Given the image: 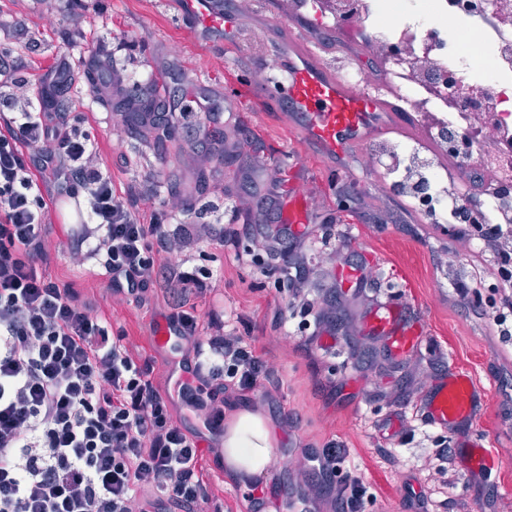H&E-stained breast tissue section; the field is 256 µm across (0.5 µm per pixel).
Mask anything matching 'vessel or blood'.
Returning a JSON list of instances; mask_svg holds the SVG:
<instances>
[{"instance_id": "obj_1", "label": "vessel or blood", "mask_w": 512, "mask_h": 512, "mask_svg": "<svg viewBox=\"0 0 512 512\" xmlns=\"http://www.w3.org/2000/svg\"><path fill=\"white\" fill-rule=\"evenodd\" d=\"M181 21L197 45H219L236 55L252 53L255 64L266 71L258 89L285 105L300 140L327 163L340 164L347 151L367 146L373 135L413 132L411 123L398 118V97L386 80L373 86L349 84L331 68L310 25L292 27L287 49L272 47L266 57L253 54L251 41L242 33L241 16L225 9L224 0H186ZM279 221L299 227L311 223L309 197L295 192L282 198ZM366 328L384 337L396 358L417 349L424 334L421 325L406 319L400 305L390 302L372 308ZM485 400V389L474 374L455 367L431 380L420 406L432 424L455 433L459 448L468 449L484 465L497 459V449L469 438L463 428L480 414Z\"/></svg>"}]
</instances>
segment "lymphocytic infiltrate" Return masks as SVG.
<instances>
[{
  "instance_id": "lymphocytic-infiltrate-1",
  "label": "lymphocytic infiltrate",
  "mask_w": 512,
  "mask_h": 512,
  "mask_svg": "<svg viewBox=\"0 0 512 512\" xmlns=\"http://www.w3.org/2000/svg\"><path fill=\"white\" fill-rule=\"evenodd\" d=\"M10 100L14 115L0 126V512H166L169 504L197 512L211 491L198 434L174 423V400L218 436L224 404L205 386L226 377L251 391L271 370L232 324L206 327L184 312L187 298L204 291L176 248L192 235L184 199L165 198L176 235L141 223L100 169L97 143L64 127L25 77L13 78ZM49 173L83 192L70 258L78 265L95 259L113 300L142 299L165 279L177 307L168 317L178 336L172 350L194 366L177 392L161 390L129 344L112 338L73 289L46 277ZM457 239L491 243L500 277L512 281L511 224L477 235L464 228ZM305 457L299 478L319 475L337 502L355 508L360 488L335 482L345 449L329 444Z\"/></svg>"
}]
</instances>
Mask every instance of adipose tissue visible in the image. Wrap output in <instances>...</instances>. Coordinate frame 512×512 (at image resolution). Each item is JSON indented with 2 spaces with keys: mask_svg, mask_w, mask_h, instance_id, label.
Returning a JSON list of instances; mask_svg holds the SVG:
<instances>
[{
  "mask_svg": "<svg viewBox=\"0 0 512 512\" xmlns=\"http://www.w3.org/2000/svg\"><path fill=\"white\" fill-rule=\"evenodd\" d=\"M222 445L220 464L229 474L257 476L272 459L274 438L258 412L240 409L226 418Z\"/></svg>",
  "mask_w": 512,
  "mask_h": 512,
  "instance_id": "ef3b65f1",
  "label": "adipose tissue"
}]
</instances>
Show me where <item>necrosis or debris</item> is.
<instances>
[{"label": "necrosis or debris", "instance_id": "obj_1", "mask_svg": "<svg viewBox=\"0 0 512 512\" xmlns=\"http://www.w3.org/2000/svg\"><path fill=\"white\" fill-rule=\"evenodd\" d=\"M353 16L371 22L375 49L392 64L390 81L401 84L405 99L417 112L429 113L434 130L448 129L469 142L468 164L499 174L497 196L481 203L486 222L512 212V0H435L440 22L407 15L384 22L383 0H348ZM455 20L462 39L448 41V20ZM490 60L489 74H479L478 56ZM437 76L436 89L402 77L407 63Z\"/></svg>", "mask_w": 512, "mask_h": 512}]
</instances>
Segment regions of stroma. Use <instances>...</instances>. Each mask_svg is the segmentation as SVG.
Returning <instances> with one entry per match:
<instances>
[{
	"mask_svg": "<svg viewBox=\"0 0 512 512\" xmlns=\"http://www.w3.org/2000/svg\"><path fill=\"white\" fill-rule=\"evenodd\" d=\"M181 6L182 0H0V59L33 83L67 60L69 80L56 110L98 143L102 170L141 220H163L165 196L180 191L189 206L186 223L210 225L209 233L180 247L187 270L213 274L207 294L190 297L185 308L203 323L212 314L231 313L238 336L275 369L257 384L270 394L265 405L229 381L222 393L225 409L258 408L274 433L264 493L288 496L304 464L303 449L333 442L349 452L343 474L367 489L360 512H512V340L502 339L493 321L506 295L494 285L496 269L458 246L456 225L428 223L405 198L382 191L378 171L361 166V151H351L346 172L330 170L304 151L280 104L255 89L244 91V100H228L227 90L241 89L248 63L222 47L194 45L179 20ZM112 77L122 79L123 88L102 98L99 90ZM147 80L164 89L169 104L201 95L221 103L224 122L213 131L235 141L232 157H213L212 140L194 138L190 122L168 125L167 137L159 139L149 127L125 121L121 102ZM256 164L266 176H250ZM300 183L316 219L304 232L305 280L291 288L269 267L284 263L289 243L276 245L275 259H268L252 245L258 228L248 210L230 212L229 202L259 198L272 188L285 195ZM340 193L349 197L350 212H337ZM48 222L57 246L43 265L46 275L73 284L112 335L125 337L136 357L148 361L155 381L166 385L170 355L149 336L154 323L174 310L167 290L158 285L144 300L113 302L105 281L94 275L95 260L72 263L60 207L51 208ZM337 251L347 269L372 272L366 293L333 291L339 270L326 258ZM476 272L482 287L460 297L455 283L470 282ZM388 297L404 304L409 320L425 325L422 348L401 359H385L382 344L358 333L372 301ZM340 311L348 314L347 334L330 347L314 322ZM286 320L295 328L288 337L282 334ZM454 362L486 390L470 434L499 449L498 464L476 479L452 434L422 426L388 441L375 429L395 414H419V379L443 374ZM393 446L406 450L415 470L393 463ZM199 447L212 492L200 512H250L253 489L224 472L212 436L203 434ZM443 465L447 474L429 479V471ZM412 491L422 496L421 508L411 507Z\"/></svg>",
	"mask_w": 512,
	"mask_h": 512,
	"instance_id": "1",
	"label": "stroma"
}]
</instances>
